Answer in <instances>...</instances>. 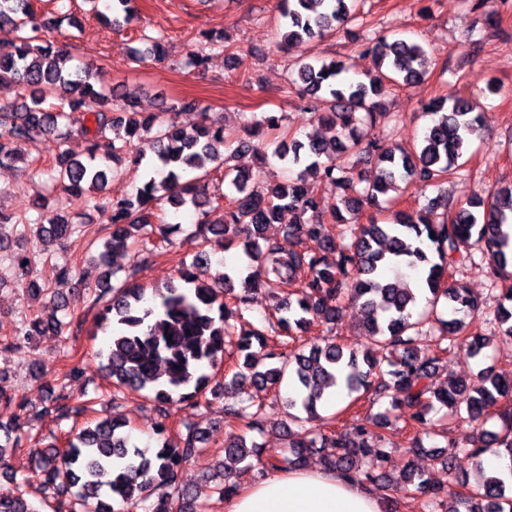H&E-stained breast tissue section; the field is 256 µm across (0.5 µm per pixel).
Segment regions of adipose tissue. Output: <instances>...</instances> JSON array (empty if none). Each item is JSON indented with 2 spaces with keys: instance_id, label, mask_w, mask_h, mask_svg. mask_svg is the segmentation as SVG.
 I'll list each match as a JSON object with an SVG mask.
<instances>
[{
  "instance_id": "obj_1",
  "label": "adipose tissue",
  "mask_w": 512,
  "mask_h": 512,
  "mask_svg": "<svg viewBox=\"0 0 512 512\" xmlns=\"http://www.w3.org/2000/svg\"><path fill=\"white\" fill-rule=\"evenodd\" d=\"M224 512H385L371 487L318 467L274 471L225 501Z\"/></svg>"
}]
</instances>
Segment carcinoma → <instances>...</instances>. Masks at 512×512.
<instances>
[{
  "label": "carcinoma",
  "mask_w": 512,
  "mask_h": 512,
  "mask_svg": "<svg viewBox=\"0 0 512 512\" xmlns=\"http://www.w3.org/2000/svg\"><path fill=\"white\" fill-rule=\"evenodd\" d=\"M96 15L112 25L131 20V0H107L105 10L99 0H87ZM363 0H279L280 40L278 47L295 55L292 80L297 94L316 98L326 111L314 113L320 124L336 130L327 141L315 135L307 142L285 140L282 117L266 113L256 122L270 131L281 132L283 140L273 156L288 161L296 171L278 181L271 179L263 189L251 179L226 165L245 149H259L250 141L224 132L221 125L201 124L188 132L179 127L172 113L196 109L195 100L173 105L170 111L138 112L130 93L121 102L106 97L96 86L97 74L83 66L67 67L68 52L51 44L40 45L42 32L52 21L37 16L30 0H0V26L10 25L16 38L0 45V83H19L29 92V101L0 110V166L15 159L12 145L20 140L54 136L65 139L80 116L93 117L94 128L81 126L87 140L86 159L77 160L62 152L54 163L36 172L46 181L82 197L102 191L108 184L109 163L129 151L131 139L142 132L153 133L148 158L143 152L130 156L135 166L145 165L162 176L151 178L134 194L114 195L106 200L112 209V224L103 250L95 261L103 272L93 289L91 306L99 307L94 324L108 332L109 341L101 357L112 378V400L148 390L162 420L156 434L158 447L152 455L129 446L126 422L114 417L90 419L69 437L67 449L60 453L49 443L32 451L36 471L43 484L54 490L52 512H191L187 503L197 490L179 484V472L206 454L203 432L193 423H181L178 442L169 443V406L187 403L204 407L211 401L233 398L236 415L249 428L261 424L263 402L257 392L270 388L280 393L283 383L294 387L285 399L288 417L297 430H287L289 455L278 452L261 455L245 437L226 435L224 483L216 488L222 499L233 496L240 487L238 478L250 471L247 459L256 458L265 472L303 466L307 456H320L325 469L336 470L373 487L387 504L400 492L425 496V512H512V485L492 473L482 474L468 493L461 494L431 485L413 468L393 477L386 473L389 433L404 421L413 433L408 451L423 449L422 440L435 433L428 419L432 401L448 407L460 420L482 427L490 418L501 420L497 431L480 430L472 447L455 449L437 458L448 472L456 461L483 462L492 452L512 460V377L505 379L483 371L481 384L471 386L452 380L448 387L427 397V379L435 368L436 355L443 341L459 342L469 354L480 359L494 340L512 341V288L501 295L492 312L468 288L447 283V273L471 260L469 247L480 245L493 261L494 273L512 279V187L497 191L490 201L472 199L439 215L438 202L427 210L382 206L380 197L399 189V184L417 183L422 188L437 186L455 176L466 179L459 163L468 148L470 136L486 126L487 114L477 112L471 101L449 95L425 106L431 116L419 148L407 152L386 146L384 138L359 132V125H376L382 107L380 96L385 83L414 87L430 73L432 60L418 42L404 38L375 37L366 52L374 69L362 79L348 75L341 60L311 59L299 53L301 46L357 18ZM146 50L134 54L141 59L149 54H166L161 33L141 36ZM214 43L188 52L189 71L200 70L208 60L206 50ZM365 155L376 161L379 174L367 186L358 187L352 158ZM224 169V220L212 224L205 220L209 208L218 200L208 193L212 171L207 164ZM315 177L340 193L329 201L309 193L307 180ZM163 190L175 208L191 205L201 210L197 234L207 243L226 250L240 247L255 263L243 273L228 270L210 282L199 281L194 269L208 263L206 252L183 267L179 282L147 289L137 282L111 285L117 271L108 265V255L133 252L138 267L161 256L171 243L170 235L179 225L166 221L156 208V192ZM389 211L379 220L359 226L348 224L363 207ZM290 220L284 225V242L264 236L268 224L280 222L283 211ZM30 220L0 211V252L7 254L12 267L29 272L33 254L10 250L18 225ZM343 224L346 244L336 243L328 225ZM75 233L69 217L56 214L45 224L33 225V237L47 251V244L64 241ZM318 243L313 249L309 243ZM335 253L329 263L324 253ZM419 275L425 293V306L416 311L417 296L404 281L401 270ZM264 289L273 299L275 322L259 328L245 320L244 309L251 295ZM37 293L49 296L48 312L30 318L25 335L49 332L62 336L72 321L58 312L74 315L73 300L38 287ZM350 297L360 303L366 321L368 346L362 359L331 340L308 350L291 345L292 331L303 330L319 320L335 324L339 304ZM493 317L499 336L482 332L484 315ZM235 347L236 367L230 379L213 380L205 369L224 359L225 348ZM266 351L280 365L260 370L253 363V349ZM340 387L349 397L373 390L376 396L391 398V409L367 424L354 428L355 436L328 427L319 431L305 428L319 417L320 402L326 390ZM18 410L15 421L0 423V460L9 448H23L27 442L21 414L31 403L12 393L0 376V406ZM93 412L91 402L78 400L64 391L44 403L41 415L57 418L83 416ZM333 448L330 455L323 449ZM0 512H40L25 498L21 484L0 489Z\"/></svg>",
  "instance_id": "1"
}]
</instances>
